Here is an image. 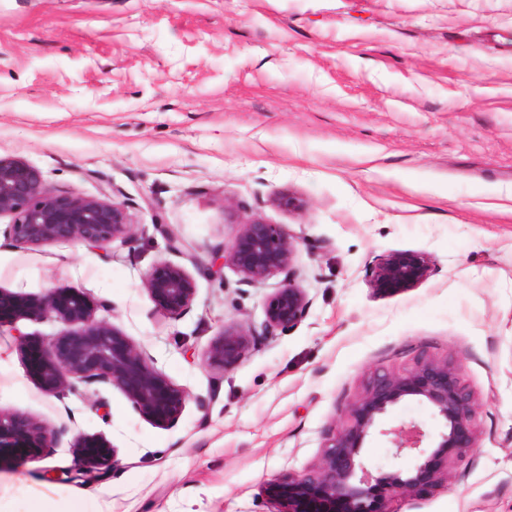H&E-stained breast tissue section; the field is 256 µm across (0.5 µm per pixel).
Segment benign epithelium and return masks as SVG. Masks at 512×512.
<instances>
[{"label":"benign epithelium","mask_w":512,"mask_h":512,"mask_svg":"<svg viewBox=\"0 0 512 512\" xmlns=\"http://www.w3.org/2000/svg\"><path fill=\"white\" fill-rule=\"evenodd\" d=\"M2 217L10 219L6 232L19 247L71 242L104 246L135 237L126 203L57 194L45 186L38 169L18 157H0ZM155 227L169 250L185 253L186 245L168 225ZM298 245L297 237L284 226L252 216L224 251V263L245 281L261 283L291 270ZM430 272L429 260L420 254L391 253L372 269V286L382 294L403 293L425 281ZM144 286L156 308L172 316L189 309L196 294L189 274L167 262L145 275ZM99 307L78 288L53 289L38 296L0 289V327L20 317L40 319L49 313L65 326L41 341L23 336L19 343L28 376L44 394L63 397L76 380L109 383L153 424L174 422L188 394L151 365L140 345L97 318ZM309 307L305 289L288 278L266 302L264 334L298 327ZM256 342L249 326L225 329L209 346L205 361L229 371ZM407 397L426 403L442 422L437 447L457 458L476 447L474 403L460 384L454 363L422 359L403 375H377L350 405L346 423L329 428L326 450L316 467L307 474H288L269 482L266 495L285 506V512H383L386 490L401 489L412 496L438 480L447 462L429 452V436L420 426L380 428L383 416ZM376 434L389 438L394 456L414 453L419 458L415 470L407 475L399 470L374 475L361 453ZM54 441L55 435L39 419L0 410V462L7 457L40 459ZM71 448L76 471L87 477L104 474L116 454L106 438L82 433L74 437Z\"/></svg>","instance_id":"benign-epithelium-1"}]
</instances>
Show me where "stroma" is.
<instances>
[{
	"instance_id": "1",
	"label": "stroma",
	"mask_w": 512,
	"mask_h": 512,
	"mask_svg": "<svg viewBox=\"0 0 512 512\" xmlns=\"http://www.w3.org/2000/svg\"><path fill=\"white\" fill-rule=\"evenodd\" d=\"M0 157L54 192L128 202L137 231L21 248L0 223V289H82L189 395L167 426L106 383L46 395L19 341L62 324L0 328V409L56 436L43 459L0 462V512H69L82 490L98 512H275L264 484L311 472L375 375L421 359L456 365L476 446L436 486L389 491L386 512H512V0H0ZM288 193L302 210L277 205ZM250 216L298 237L311 307L226 371L209 345L262 329L284 281L211 271ZM397 251L432 272L378 294L370 270ZM161 261L195 283L177 317L144 287ZM409 422L442 428L411 397L383 425ZM80 433L116 448L104 478L76 475Z\"/></svg>"
}]
</instances>
